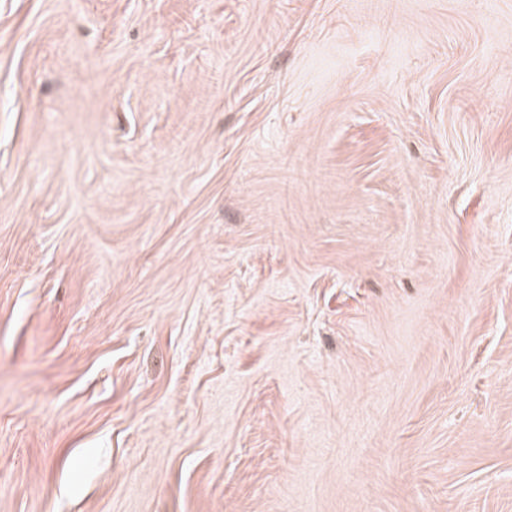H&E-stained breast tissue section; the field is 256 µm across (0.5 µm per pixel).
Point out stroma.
Returning a JSON list of instances; mask_svg holds the SVG:
<instances>
[{"label":"stroma","instance_id":"1","mask_svg":"<svg viewBox=\"0 0 512 512\" xmlns=\"http://www.w3.org/2000/svg\"><path fill=\"white\" fill-rule=\"evenodd\" d=\"M0 512H512V0H0Z\"/></svg>","mask_w":512,"mask_h":512}]
</instances>
